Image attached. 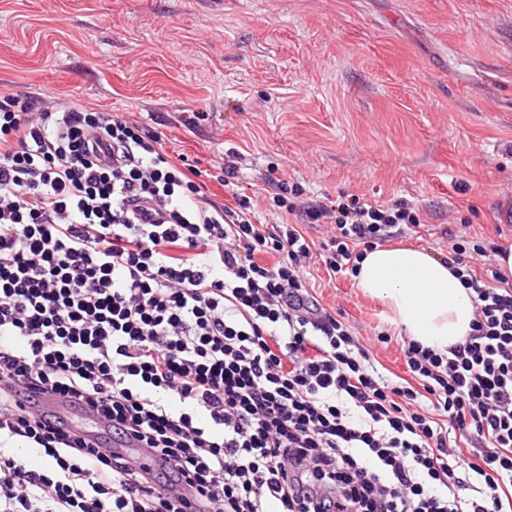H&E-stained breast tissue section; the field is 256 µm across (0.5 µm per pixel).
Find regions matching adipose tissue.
Masks as SVG:
<instances>
[{
  "label": "adipose tissue",
  "mask_w": 512,
  "mask_h": 512,
  "mask_svg": "<svg viewBox=\"0 0 512 512\" xmlns=\"http://www.w3.org/2000/svg\"><path fill=\"white\" fill-rule=\"evenodd\" d=\"M355 281L364 295L384 301L393 323L423 346L445 353L472 331L470 290L427 249L375 247L361 259Z\"/></svg>",
  "instance_id": "adipose-tissue-1"
}]
</instances>
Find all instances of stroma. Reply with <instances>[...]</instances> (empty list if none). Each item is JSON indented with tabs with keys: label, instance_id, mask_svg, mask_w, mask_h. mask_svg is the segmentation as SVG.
Segmentation results:
<instances>
[{
	"label": "stroma",
	"instance_id": "obj_1",
	"mask_svg": "<svg viewBox=\"0 0 512 512\" xmlns=\"http://www.w3.org/2000/svg\"><path fill=\"white\" fill-rule=\"evenodd\" d=\"M0 90L142 122L219 203L240 151L269 225L274 176L306 203L414 204L422 224L398 243L441 258L463 224L512 246V0H0ZM310 272L379 370L405 376L387 308Z\"/></svg>",
	"mask_w": 512,
	"mask_h": 512
}]
</instances>
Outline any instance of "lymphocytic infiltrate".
I'll return each mask as SVG.
<instances>
[{
  "instance_id": "obj_1",
  "label": "lymphocytic infiltrate",
  "mask_w": 512,
  "mask_h": 512,
  "mask_svg": "<svg viewBox=\"0 0 512 512\" xmlns=\"http://www.w3.org/2000/svg\"><path fill=\"white\" fill-rule=\"evenodd\" d=\"M195 175L122 116L0 92V512H512V283L477 270L501 245L451 233L472 332L404 342L391 382L313 296L301 225L263 224L235 161L227 203ZM277 203L330 221L332 276L421 224Z\"/></svg>"
}]
</instances>
